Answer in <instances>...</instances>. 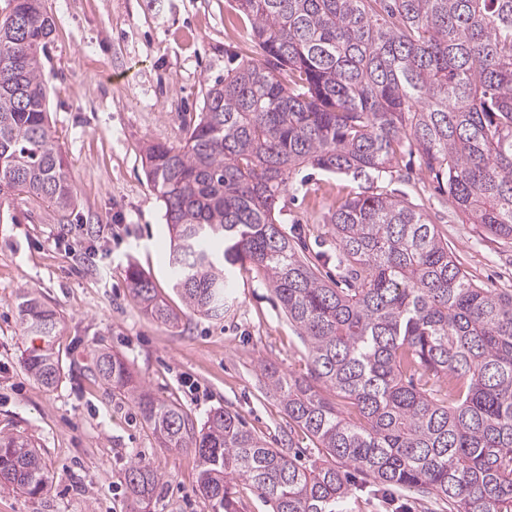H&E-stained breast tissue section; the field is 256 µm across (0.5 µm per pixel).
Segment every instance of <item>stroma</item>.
Wrapping results in <instances>:
<instances>
[{"label":"stroma","instance_id":"obj_1","mask_svg":"<svg viewBox=\"0 0 512 512\" xmlns=\"http://www.w3.org/2000/svg\"><path fill=\"white\" fill-rule=\"evenodd\" d=\"M54 21L43 60L51 88L50 129L69 164L75 207L67 215L24 194L0 201V437L31 439L48 465L37 496L0 488V512H132L125 472L133 464L161 478L155 512H212L196 491L193 451L161 447L136 404L87 371L106 347L126 359L156 398L197 419L222 407L240 413L271 447L304 461L328 456L289 423L266 386L263 363L307 373V351L254 272H238L235 310L211 320L188 312L174 286L164 206L143 171L152 143L180 145L202 112L206 82L225 53L248 37L236 0H43ZM375 187L438 214L437 228L461 268L484 288L512 291V243L451 213L418 157H402ZM346 175L313 172L281 195V222L304 244L325 279L338 280L327 222L337 200L357 192ZM137 266L177 313L178 326L147 317L132 301ZM31 291L61 316L56 349L64 373L41 386L21 358L34 338L18 318ZM354 512H448L420 492H385L356 476Z\"/></svg>","mask_w":512,"mask_h":512}]
</instances>
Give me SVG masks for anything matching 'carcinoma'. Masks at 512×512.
I'll list each match as a JSON object with an SVG mask.
<instances>
[{
  "label": "carcinoma",
  "instance_id": "carcinoma-1",
  "mask_svg": "<svg viewBox=\"0 0 512 512\" xmlns=\"http://www.w3.org/2000/svg\"><path fill=\"white\" fill-rule=\"evenodd\" d=\"M237 2L250 43L226 56L185 142L147 147L145 174L164 203L186 308L224 318L235 270L248 265L307 342V376L271 364L262 374L335 463L302 465L222 407L198 422L107 348L90 372L132 396L163 447L194 450L213 512H240L237 479L274 512H352V470L423 489L448 512H512V293L474 284L429 215L384 190L363 187L329 213L342 287L297 250L277 209L302 165L371 183L407 148L446 182L465 223L511 240L512 0ZM11 4L0 22V194L64 214L73 183L42 76L54 22L42 0ZM128 289L147 316L179 323L135 266ZM19 316L43 342L24 368L57 386L59 313L30 292ZM125 481L134 512H153L157 473L138 463ZM0 484L44 490L34 443L0 438Z\"/></svg>",
  "mask_w": 512,
  "mask_h": 512
}]
</instances>
